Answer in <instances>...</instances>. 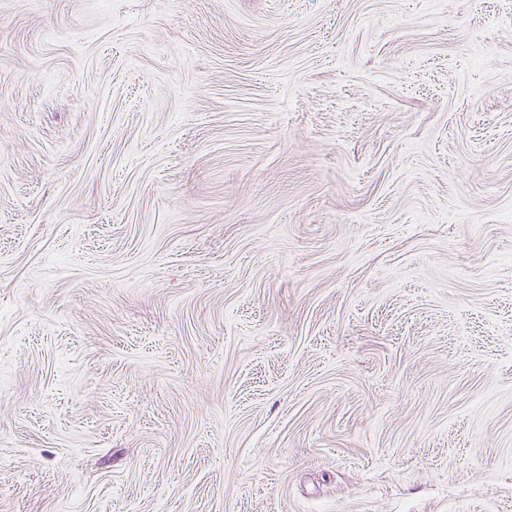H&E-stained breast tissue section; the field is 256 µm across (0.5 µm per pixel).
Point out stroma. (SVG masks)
<instances>
[{"label":"stroma","mask_w":512,"mask_h":512,"mask_svg":"<svg viewBox=\"0 0 512 512\" xmlns=\"http://www.w3.org/2000/svg\"><path fill=\"white\" fill-rule=\"evenodd\" d=\"M0 512H512V0H0Z\"/></svg>","instance_id":"1"}]
</instances>
